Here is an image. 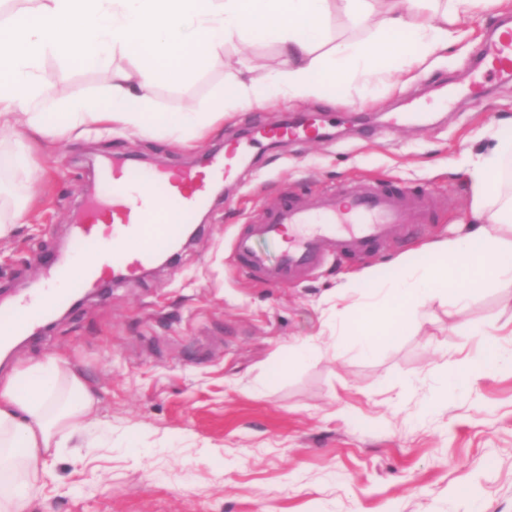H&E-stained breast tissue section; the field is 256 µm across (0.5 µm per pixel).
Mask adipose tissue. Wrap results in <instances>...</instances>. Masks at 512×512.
I'll return each instance as SVG.
<instances>
[{"instance_id": "adipose-tissue-1", "label": "adipose tissue", "mask_w": 512, "mask_h": 512, "mask_svg": "<svg viewBox=\"0 0 512 512\" xmlns=\"http://www.w3.org/2000/svg\"><path fill=\"white\" fill-rule=\"evenodd\" d=\"M499 0H34L32 8L0 21V170L29 167L27 134L55 142L81 127L120 124L130 129L200 133L225 107L259 106L271 95L305 99L353 78L376 80L391 59L413 67L447 48L463 16L488 12ZM355 27L375 25L365 44L339 43L323 51L331 12ZM255 32L278 40L284 65L271 87L229 80L204 107L178 114L157 111L152 92L162 80L179 82L201 61L222 55L233 37ZM92 70L114 56L126 68L89 98L53 102L35 79L46 55ZM492 150L469 159L470 209L465 232L422 246L424 259L394 260L381 279L364 271L355 287L367 299L356 313L336 311L341 335L371 349L395 341L433 292L455 311L485 288L512 284V193L502 168L512 156V130L492 132ZM512 368V350L485 340L480 355L448 368L435 403L442 406L485 372ZM94 398L77 376L35 362L0 380V512H25L39 461L65 447L89 425Z\"/></svg>"}]
</instances>
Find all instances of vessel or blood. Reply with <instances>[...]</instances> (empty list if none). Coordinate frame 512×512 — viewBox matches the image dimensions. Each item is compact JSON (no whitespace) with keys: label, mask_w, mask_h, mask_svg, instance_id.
<instances>
[{"label":"vessel or blood","mask_w":512,"mask_h":512,"mask_svg":"<svg viewBox=\"0 0 512 512\" xmlns=\"http://www.w3.org/2000/svg\"><path fill=\"white\" fill-rule=\"evenodd\" d=\"M479 73L505 76L512 73V29L504 28L479 52ZM312 128L281 123L258 126L251 146L271 140L307 141ZM244 146H229L214 156L205 169L146 171L113 159L104 169L99 194L85 205L72 233L70 252L46 258L51 279L65 282L62 291H50L33 305L27 319L14 309L0 310V342L30 334L53 311L69 304L111 276L126 277L145 270L158 257L170 253L184 227L205 208L214 185L236 177ZM424 196L392 185L366 184L311 197L284 198L265 209L235 240L241 268L265 283L282 287L313 271L328 251L357 256L371 254L393 235L406 219L426 223ZM280 243L277 261H269L258 241ZM90 252L93 263L74 271V254Z\"/></svg>","instance_id":"1"}]
</instances>
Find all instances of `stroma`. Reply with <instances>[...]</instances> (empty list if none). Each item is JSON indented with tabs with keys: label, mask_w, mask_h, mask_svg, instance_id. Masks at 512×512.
I'll return each mask as SVG.
<instances>
[{
	"label": "stroma",
	"mask_w": 512,
	"mask_h": 512,
	"mask_svg": "<svg viewBox=\"0 0 512 512\" xmlns=\"http://www.w3.org/2000/svg\"><path fill=\"white\" fill-rule=\"evenodd\" d=\"M506 22L512 0L461 17V37L398 80L274 98L182 141L161 129L91 130L35 149L30 171L0 174V215L11 216L19 189L31 215L0 239V290L9 293L42 282V258L68 247L98 189V163L121 155L146 169L197 165L251 122L342 117L335 138L248 151L174 264L112 283L0 365L1 377L54 361L95 392L93 417L112 428L108 443L76 438L40 463L27 512H512V370L427 407L441 372L476 351L479 333L512 348L501 329L512 284L478 291L460 317L435 297L394 343L367 354L321 334L337 308L361 300L344 289L348 276L373 267L389 277L393 259L456 231L470 203L462 167L512 117V80L453 103L448 90ZM243 55L259 84L282 66L271 38L231 41L183 81L159 83L156 109L208 104ZM109 73L49 56L39 79L69 99L93 94ZM387 180L424 194L430 223L401 225L365 257L329 255L284 287L240 269L237 235L283 196ZM301 343L313 353L290 360ZM278 360L287 366L277 375Z\"/></svg>",
	"instance_id": "stroma-1"
}]
</instances>
